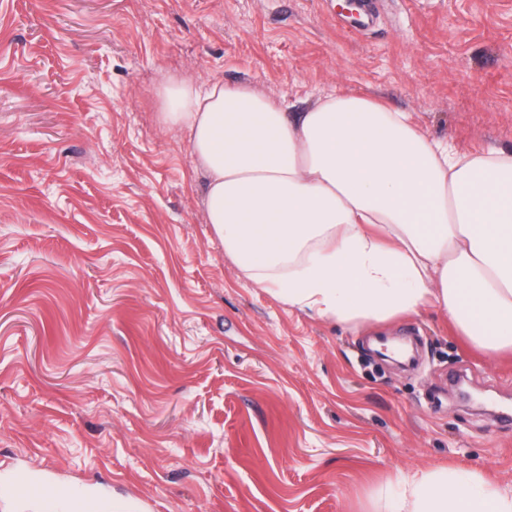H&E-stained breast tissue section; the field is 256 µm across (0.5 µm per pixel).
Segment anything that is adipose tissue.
Returning <instances> with one entry per match:
<instances>
[{
    "mask_svg": "<svg viewBox=\"0 0 512 512\" xmlns=\"http://www.w3.org/2000/svg\"><path fill=\"white\" fill-rule=\"evenodd\" d=\"M162 120L188 141L225 255L258 286L356 326L433 306L476 346L512 351V152H460L362 96L290 114L219 82L167 87ZM389 512H512V489L417 470Z\"/></svg>",
    "mask_w": 512,
    "mask_h": 512,
    "instance_id": "1",
    "label": "adipose tissue"
}]
</instances>
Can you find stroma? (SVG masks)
<instances>
[{
	"label": "stroma",
	"instance_id": "obj_1",
	"mask_svg": "<svg viewBox=\"0 0 512 512\" xmlns=\"http://www.w3.org/2000/svg\"><path fill=\"white\" fill-rule=\"evenodd\" d=\"M339 9L0 0V512H387L418 469L512 485V354L434 307L356 327L260 288L161 120L173 78L293 112L334 90L512 150V0H371L359 33ZM384 336L415 363L379 357Z\"/></svg>",
	"mask_w": 512,
	"mask_h": 512
}]
</instances>
